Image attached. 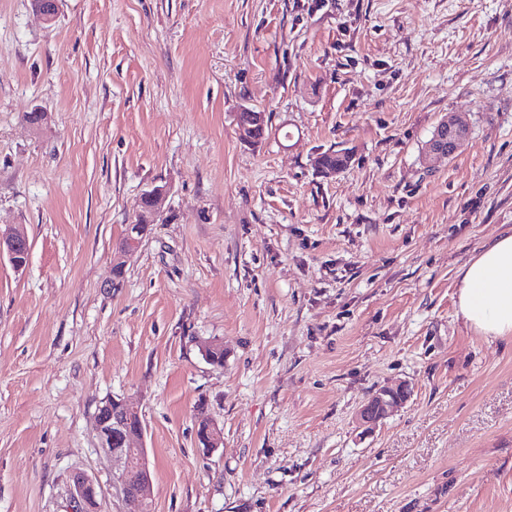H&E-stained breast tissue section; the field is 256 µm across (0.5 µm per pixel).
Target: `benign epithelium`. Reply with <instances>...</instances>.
I'll return each mask as SVG.
<instances>
[{
  "instance_id": "7a95c632",
  "label": "benign epithelium",
  "mask_w": 512,
  "mask_h": 512,
  "mask_svg": "<svg viewBox=\"0 0 512 512\" xmlns=\"http://www.w3.org/2000/svg\"><path fill=\"white\" fill-rule=\"evenodd\" d=\"M243 111L247 116L237 117L236 131L241 141L252 143L264 126L266 116L247 107ZM467 136L468 127L463 120L451 117L442 121L428 145V157H452ZM165 197L166 190L162 186L142 193L146 207L135 209L134 221L129 225L133 236L129 237L128 245L119 250V255L135 251L150 234L152 225L161 216ZM29 252V240L23 231L17 228L6 232L0 230V259L7 258L14 270L20 271L26 266ZM409 395L405 383L384 388L369 397L357 411L356 419L360 425L372 429L401 407ZM135 415H140L138 405L121 398L106 399L96 409L95 431L100 447L120 462V469L112 476L116 494L140 502L141 512H149L152 479L143 446L145 427L141 419L131 422ZM196 438L198 449L206 457L224 445L210 420L197 423ZM67 508L68 512H101L97 485L83 471H76L70 477Z\"/></svg>"
}]
</instances>
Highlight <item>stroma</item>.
<instances>
[{"label":"stroma","instance_id":"obj_1","mask_svg":"<svg viewBox=\"0 0 512 512\" xmlns=\"http://www.w3.org/2000/svg\"><path fill=\"white\" fill-rule=\"evenodd\" d=\"M245 106L261 143L237 136ZM451 114L467 139L426 159ZM331 150L351 161L326 178ZM14 225L0 512H65L76 470L102 512H138L94 429L113 396L142 410L151 512H512V338L464 324L456 280L512 229V0H60L52 25L0 0ZM400 382L408 401L360 427ZM201 412L224 436L209 457ZM251 109L247 107L242 109L241 112H248L247 116L243 118L240 117L239 113L237 114L236 131L241 141L253 143L256 140L257 132L264 126L258 133L257 140L253 143L256 144L268 136V122L264 112H254L256 110ZM165 197L166 190L162 186H156L151 190L142 193L140 199L146 201L147 205L143 209L139 207H136L135 209L134 221L132 224H129L128 229L130 234L128 245L124 247L127 242V236H124L121 243L119 244L120 248H124L119 250L118 257L113 265L115 279L118 280L117 282L114 281V283H112L113 286L119 287L120 279L123 276L124 267L122 264L123 262L120 261L121 256L135 251L150 234L152 225L156 224L161 216ZM131 233L136 234V236L134 237L131 235ZM30 244L27 236L20 229L14 228L3 232L0 229V259L7 257L15 271L22 270L29 258ZM410 395L408 385L403 383L387 387L372 394L357 411L356 419L366 429H373L381 420L403 405Z\"/></svg>","mask_w":512,"mask_h":512}]
</instances>
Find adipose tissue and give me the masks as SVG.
I'll use <instances>...</instances> for the list:
<instances>
[{
    "label": "adipose tissue",
    "mask_w": 512,
    "mask_h": 512,
    "mask_svg": "<svg viewBox=\"0 0 512 512\" xmlns=\"http://www.w3.org/2000/svg\"><path fill=\"white\" fill-rule=\"evenodd\" d=\"M458 313L478 334L512 337V231L457 270Z\"/></svg>",
    "instance_id": "adipose-tissue-1"
}]
</instances>
